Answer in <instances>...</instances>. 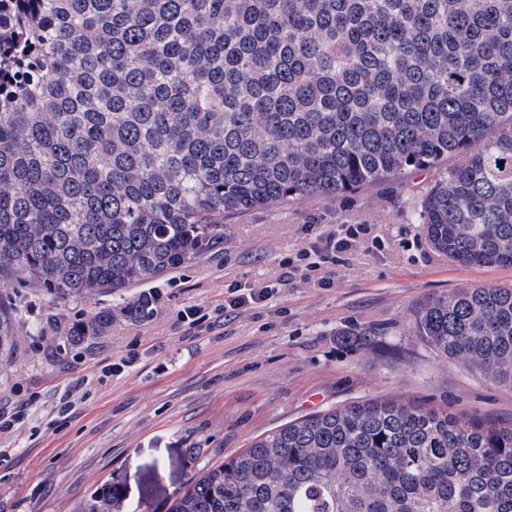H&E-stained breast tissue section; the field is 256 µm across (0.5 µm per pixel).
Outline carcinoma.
Instances as JSON below:
<instances>
[{
    "label": "carcinoma",
    "instance_id": "carcinoma-1",
    "mask_svg": "<svg viewBox=\"0 0 512 512\" xmlns=\"http://www.w3.org/2000/svg\"><path fill=\"white\" fill-rule=\"evenodd\" d=\"M453 156L415 223L461 266L512 265V0H0L1 280L136 287L224 243L226 216ZM414 327L512 390V286L433 297ZM90 512H126L120 491ZM171 512H512V425L329 407L205 466Z\"/></svg>",
    "mask_w": 512,
    "mask_h": 512
}]
</instances>
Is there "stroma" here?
Masks as SVG:
<instances>
[{
  "instance_id": "1",
  "label": "stroma",
  "mask_w": 512,
  "mask_h": 512,
  "mask_svg": "<svg viewBox=\"0 0 512 512\" xmlns=\"http://www.w3.org/2000/svg\"><path fill=\"white\" fill-rule=\"evenodd\" d=\"M429 171L337 198L310 196L224 220V242L147 287L149 320L114 318L78 346L69 327L139 291L59 300L33 280L0 283L16 338L0 364V512H88L104 485L130 512H169L192 474L266 431L328 407L407 398L512 424V391L438 358L414 332L427 299L456 288L512 285V266L464 267L437 251L413 210ZM372 224L380 250L360 248L329 288H285L267 308L222 315L230 284L277 279L306 225ZM189 306L215 318L195 330ZM372 327L370 348L342 332Z\"/></svg>"
}]
</instances>
